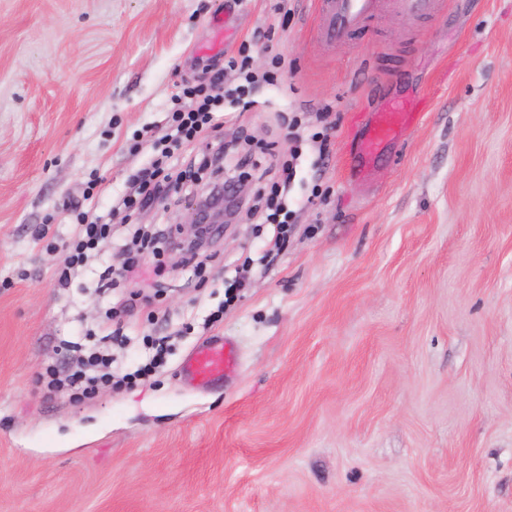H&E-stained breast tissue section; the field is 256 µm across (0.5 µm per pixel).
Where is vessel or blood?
<instances>
[{
    "label": "vessel or blood",
    "instance_id": "obj_1",
    "mask_svg": "<svg viewBox=\"0 0 512 512\" xmlns=\"http://www.w3.org/2000/svg\"><path fill=\"white\" fill-rule=\"evenodd\" d=\"M380 0H322L317 34L327 45L345 41L353 30L372 18ZM420 118L413 105L389 102L371 113L357 144L354 167L358 178H368L372 166L388 147L414 128ZM237 365L231 343L213 340L202 343L185 359L182 372L194 387L207 388Z\"/></svg>",
    "mask_w": 512,
    "mask_h": 512
}]
</instances>
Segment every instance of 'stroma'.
<instances>
[{"instance_id":"stroma-1","label":"stroma","mask_w":512,"mask_h":512,"mask_svg":"<svg viewBox=\"0 0 512 512\" xmlns=\"http://www.w3.org/2000/svg\"><path fill=\"white\" fill-rule=\"evenodd\" d=\"M314 2L0 0V512H512V0L417 19L383 0L336 46ZM242 45L258 71L281 59L256 94L273 108L175 136L181 89ZM396 98L431 107L360 180L361 116ZM286 117L331 146L299 147L281 250L244 212L206 265L159 238L97 290L138 232L184 234V204H122L157 159L178 174L236 139L224 164L249 156L252 204L289 158ZM81 212L112 232L72 268ZM133 292L112 348L131 381L47 394L63 343L94 348ZM216 338L237 367L196 389L181 364Z\"/></svg>"}]
</instances>
